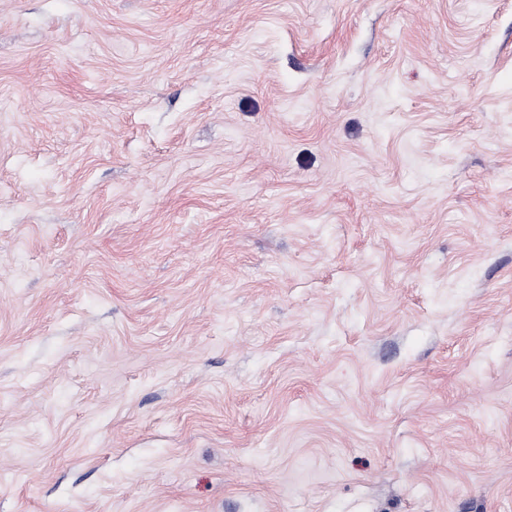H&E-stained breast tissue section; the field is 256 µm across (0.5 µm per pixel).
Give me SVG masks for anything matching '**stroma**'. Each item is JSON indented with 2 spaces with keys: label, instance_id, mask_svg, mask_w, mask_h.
<instances>
[{
  "label": "stroma",
  "instance_id": "1",
  "mask_svg": "<svg viewBox=\"0 0 512 512\" xmlns=\"http://www.w3.org/2000/svg\"><path fill=\"white\" fill-rule=\"evenodd\" d=\"M0 512H512V0H0Z\"/></svg>",
  "mask_w": 512,
  "mask_h": 512
}]
</instances>
